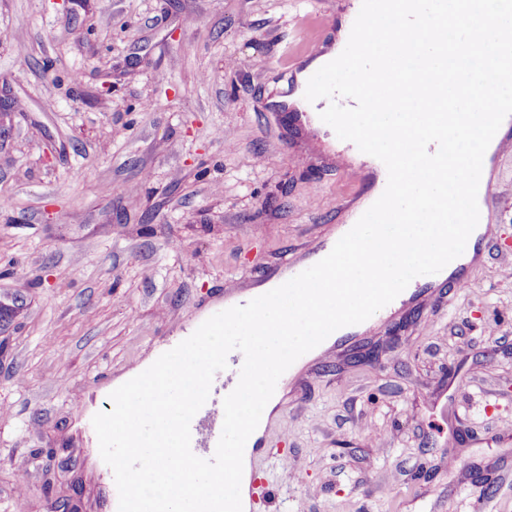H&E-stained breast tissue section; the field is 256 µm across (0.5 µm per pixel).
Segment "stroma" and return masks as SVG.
I'll use <instances>...</instances> for the list:
<instances>
[{
  "label": "stroma",
  "mask_w": 512,
  "mask_h": 512,
  "mask_svg": "<svg viewBox=\"0 0 512 512\" xmlns=\"http://www.w3.org/2000/svg\"><path fill=\"white\" fill-rule=\"evenodd\" d=\"M351 9L0 0V301L23 299L0 323V512H118L92 426L113 382L366 207L364 153L271 102ZM491 173L468 287L412 304L393 344L378 318L358 345L378 361L334 346L288 379L254 451L278 489L251 512H512V155Z\"/></svg>",
  "instance_id": "1"
}]
</instances>
